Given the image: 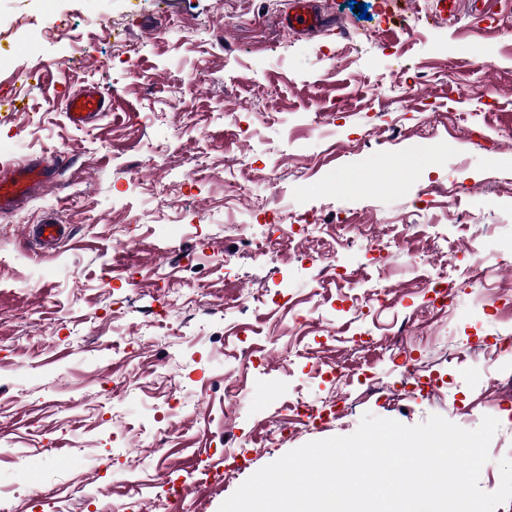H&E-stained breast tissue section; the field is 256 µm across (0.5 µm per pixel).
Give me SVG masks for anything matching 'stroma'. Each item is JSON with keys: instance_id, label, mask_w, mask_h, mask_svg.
Wrapping results in <instances>:
<instances>
[{"instance_id": "35a3bbf8", "label": "stroma", "mask_w": 512, "mask_h": 512, "mask_svg": "<svg viewBox=\"0 0 512 512\" xmlns=\"http://www.w3.org/2000/svg\"><path fill=\"white\" fill-rule=\"evenodd\" d=\"M350 2L318 0L326 27L298 35L285 0H0V161L65 160L0 212V512H218L367 413L496 418L479 485L498 489L512 0L447 21L433 0H362L365 20ZM87 84L112 110L80 130L62 102ZM269 209L315 214L338 279L300 236L259 255ZM49 217L69 234L43 256L24 228ZM301 401L324 419L298 423Z\"/></svg>"}]
</instances>
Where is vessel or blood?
Listing matches in <instances>:
<instances>
[{"label": "vessel or blood", "instance_id": "1", "mask_svg": "<svg viewBox=\"0 0 512 512\" xmlns=\"http://www.w3.org/2000/svg\"><path fill=\"white\" fill-rule=\"evenodd\" d=\"M323 15L313 0H288L283 22L295 33L311 34L322 26ZM64 112L75 127L86 128L107 110L105 97L94 89H85L67 97ZM59 161L48 162L40 158L22 164L0 166V210H10L25 202L32 193L53 184L59 177ZM68 227L48 220L30 226L28 238L32 245L46 249L59 244Z\"/></svg>", "mask_w": 512, "mask_h": 512}]
</instances>
